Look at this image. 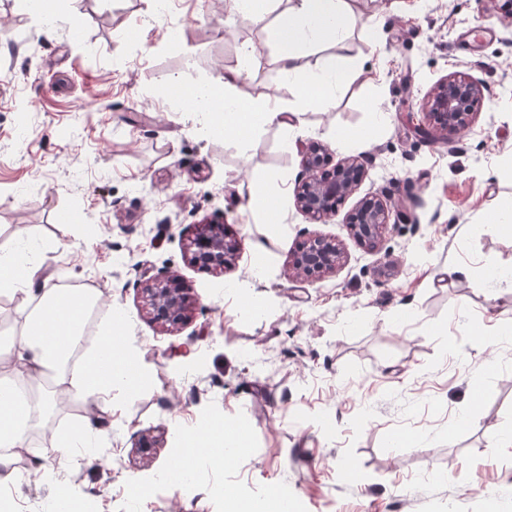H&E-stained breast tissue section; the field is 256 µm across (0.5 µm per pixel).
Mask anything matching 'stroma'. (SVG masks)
Masks as SVG:
<instances>
[{
	"label": "stroma",
	"instance_id": "stroma-1",
	"mask_svg": "<svg viewBox=\"0 0 512 512\" xmlns=\"http://www.w3.org/2000/svg\"><path fill=\"white\" fill-rule=\"evenodd\" d=\"M0 0V254L25 249L52 283L102 291L86 340L120 304L144 380L89 404L57 382L50 412L26 435L7 493L10 512H46L57 489L81 512H225L224 496L291 512H512V233L493 231L512 201V18L492 0H354L342 44L307 43L305 73L341 59L349 79L331 107L248 140L198 123L175 83L208 87L242 70L246 99L295 101L277 62L275 29L226 0ZM465 71L485 97L450 151L412 122L439 79ZM387 112L380 121L379 112ZM366 132L344 150L336 138ZM323 141L334 160L375 158L356 195L323 222L296 206L300 147ZM278 201V219L251 205ZM388 190L401 220L379 250L346 225L360 196ZM223 221L240 243L224 272L193 266L192 224ZM341 243L345 261L294 279L308 235ZM178 274L199 305L175 333L144 309V274ZM224 416L252 430L224 467L199 465L188 487L161 476L184 461L178 427ZM92 425L111 466L74 467L54 436ZM156 436L151 457L141 434ZM57 481H39V463Z\"/></svg>",
	"mask_w": 512,
	"mask_h": 512
}]
</instances>
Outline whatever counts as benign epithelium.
<instances>
[{
    "label": "benign epithelium",
    "mask_w": 512,
    "mask_h": 512,
    "mask_svg": "<svg viewBox=\"0 0 512 512\" xmlns=\"http://www.w3.org/2000/svg\"><path fill=\"white\" fill-rule=\"evenodd\" d=\"M484 89L481 80L466 73L440 79L423 97L417 130L448 136L468 129ZM300 156L295 196L298 207L313 221L335 215L338 204L355 191L373 165V158L362 154L345 157L329 169L328 148L320 141L307 143ZM391 216L390 195L381 190L362 197L346 224L361 245L374 250L381 244ZM238 250L237 242L226 239L224 225L208 220L194 226L187 244L191 261L213 272L224 270ZM343 262L344 251L336 239L309 236L294 253L291 268L296 277L316 281L335 272ZM142 292L150 319L169 332L185 325L197 304L189 288L172 275L148 279Z\"/></svg>",
    "instance_id": "obj_1"
}]
</instances>
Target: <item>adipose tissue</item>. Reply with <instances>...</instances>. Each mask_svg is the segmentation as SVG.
I'll use <instances>...</instances> for the list:
<instances>
[{"label":"adipose tissue","instance_id":"obj_1","mask_svg":"<svg viewBox=\"0 0 512 512\" xmlns=\"http://www.w3.org/2000/svg\"><path fill=\"white\" fill-rule=\"evenodd\" d=\"M349 12V0H293L287 17L277 28L279 61L285 77H302L300 47L303 43H335L344 37ZM346 77V69L338 63L303 77L294 112L327 104L328 89ZM240 78V71L225 72L221 89L224 100L213 103L209 114L213 126L239 135L284 113L280 106L238 100L234 89ZM0 290L23 292L36 300L26 317L24 332L6 349L30 381L37 382L58 373L77 354L81 357L78 392L85 401H97L115 390L135 394L142 373L134 366L122 337L108 333L94 349L83 347L88 314L98 301L95 293L77 289L65 293L64 289L40 278L37 267L19 268L12 257L3 254L0 255ZM16 388L12 380L0 379V494L18 478L14 451L24 447L25 431L42 409L41 403L20 397ZM251 437L249 426L236 424L221 428L212 422L183 430V454L220 467L226 463L229 449L247 447Z\"/></svg>","mask_w":512,"mask_h":512}]
</instances>
